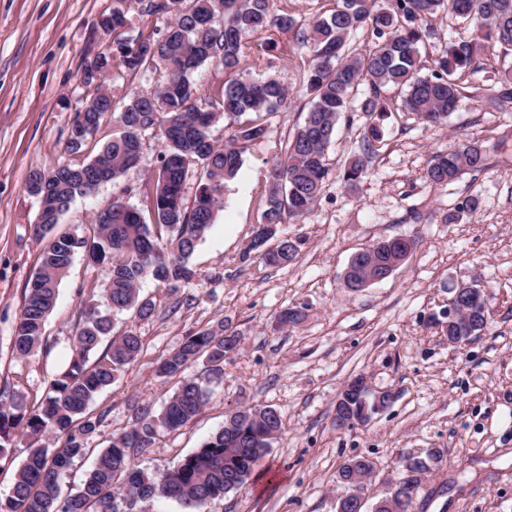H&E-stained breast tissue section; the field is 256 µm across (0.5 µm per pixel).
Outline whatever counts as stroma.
I'll return each mask as SVG.
<instances>
[{"label": "stroma", "mask_w": 512, "mask_h": 512, "mask_svg": "<svg viewBox=\"0 0 512 512\" xmlns=\"http://www.w3.org/2000/svg\"><path fill=\"white\" fill-rule=\"evenodd\" d=\"M111 7L112 0H0V388L20 391L31 406L66 370L82 306L106 307L108 265L77 252L58 287L42 348L25 360L14 357L13 330L45 246L34 233L38 200L28 175L55 163L89 161L115 129L112 118H104L81 152L64 150L84 93L82 65L107 43L98 20ZM431 28L432 38L420 48L426 62L472 33L451 14L432 19ZM244 43L243 73L284 78L288 97L266 116V137L248 144L238 175L226 184L223 207L191 257L194 280L175 293L144 280L142 293L157 307L153 318L113 316L115 331L135 329L144 350L91 403L90 414L106 419L89 448L107 447L129 428L135 404L161 410L179 379L158 378V358L221 322L239 341L223 373L211 377L205 407L182 430L161 435L150 453L136 456L138 469L162 473L220 431L231 410L269 406L283 420L268 458L276 478H251L206 512H335L344 492L336 472L354 456L375 464L366 490L373 504L396 479L398 458L429 448L444 449L445 456L415 512H512V110L496 109L487 97L493 69L512 65V55L489 52L443 126L421 124L404 112L403 89L384 87L391 114L370 155L363 152L361 110L369 86L360 83L328 149L329 176L318 203L300 223L280 227L282 236L296 240L298 254L288 266L269 267L243 261L242 254L262 221L268 168L306 116L302 81L309 56L292 34L276 30L247 33ZM462 139L482 143L484 168L431 187L424 178L429 159ZM361 154L367 174L345 187L339 174ZM116 192L108 183L76 198L57 232L91 236L93 214ZM472 197L476 210L462 211ZM395 236L415 237L409 258L362 291L343 288L352 255ZM461 283L489 296L491 317L479 335L455 344L446 335L448 290ZM292 306L305 307V322L277 328L276 316ZM358 374L395 398L367 425L337 428V395Z\"/></svg>", "instance_id": "stroma-1"}]
</instances>
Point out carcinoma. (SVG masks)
I'll return each instance as SVG.
<instances>
[{"label": "carcinoma", "instance_id": "cac0c4a2", "mask_svg": "<svg viewBox=\"0 0 512 512\" xmlns=\"http://www.w3.org/2000/svg\"><path fill=\"white\" fill-rule=\"evenodd\" d=\"M131 1L137 3L141 18L164 17L167 25L133 40L125 36ZM444 12L470 23L472 35L449 44L433 60L432 75L422 76L419 46L431 36L429 21ZM99 27L112 37V44L84 65L85 94L74 113L65 151H80L108 114L113 115L117 132L83 164H57L30 172L29 191L39 199L37 234L51 232L71 201L91 192L89 183L120 185L127 172L140 164L149 140L160 146L157 167L144 174L137 188L140 205L127 202L129 188H122L112 197V205L95 215L92 237L52 236L24 292L13 338V353L19 360L43 345L58 286L78 250L90 252L98 264L111 265L103 289L108 307L114 312L131 311L140 319H149L156 311L155 303L140 293L143 280L151 278L174 293L193 280L190 258L215 222L224 185L237 176L246 144L267 134L262 122H238L231 138L220 146L211 137V127L222 118L246 112L272 114L288 96V86L277 77L252 79L237 72L245 33L292 31L296 42L310 52L303 79L310 108L288 138L285 157L272 165L264 224L254 231L243 254L246 260L255 256L269 266L285 267L295 259L297 246L278 237V227L308 215L321 197L329 176L327 149L360 82L370 87L361 104L368 117L363 134L368 151H375L382 141L380 121L389 112L381 96L385 86L405 89V111L422 123H444L461 96L459 79L477 57L495 44L512 52V0H339L331 14L318 15L304 27L277 13L274 0H112V10L102 14ZM359 29L370 35L373 49L361 52L350 47L351 35ZM107 64L129 73L156 75L160 83L151 90H129L118 112L107 86ZM205 64L228 74L222 98L215 103H200L198 87L190 79ZM491 96L502 109H512V69L497 72ZM484 161L482 144L464 139L433 155L424 178L433 187L445 186L468 170H481ZM193 164L202 174L188 204L184 186ZM363 173L365 161L358 157L344 169L342 180L352 187ZM376 245L367 261L385 265L402 243L395 237ZM465 308L468 317L455 332L458 342L484 330L490 315L484 298ZM305 319V308L293 306L280 314L279 323L296 327ZM237 341L238 334L221 322L186 337L181 346L162 356L158 373L180 376L173 395L158 413L149 404L136 407L130 429L112 438L80 491L62 500V476L90 452L87 440L103 421L101 414H87L90 402L143 350L134 329L115 334L109 316L93 306L82 308L69 366L52 381L45 398L31 408L20 392L0 391L1 459L20 433L36 441L46 436L65 438L60 448L41 444L29 449L9 494L0 497V512H148L158 500L201 509L242 488L255 471H269L265 459L283 422L268 406L237 409L232 428L219 431L163 473L148 474L132 465L135 456L151 451L161 434L183 428L202 411L207 399L203 380L223 371ZM199 363L202 371L185 374ZM346 409L352 417L346 427L361 423L360 397H348ZM443 457L442 449L431 448L423 456L401 458L400 476L382 497L392 508L379 512H413L426 475L439 468ZM374 469L364 456L340 467L345 493L336 504L342 512H356L358 476Z\"/></svg>", "mask_w": 512, "mask_h": 512}]
</instances>
